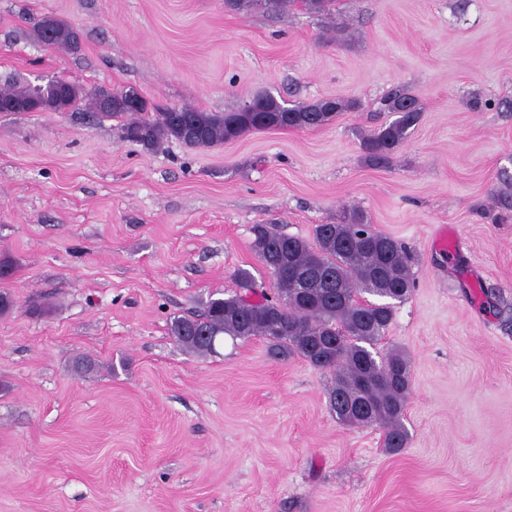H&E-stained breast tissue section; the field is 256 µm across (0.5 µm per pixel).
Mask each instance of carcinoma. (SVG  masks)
Masks as SVG:
<instances>
[{
  "instance_id": "cac0c4a2",
  "label": "carcinoma",
  "mask_w": 512,
  "mask_h": 512,
  "mask_svg": "<svg viewBox=\"0 0 512 512\" xmlns=\"http://www.w3.org/2000/svg\"><path fill=\"white\" fill-rule=\"evenodd\" d=\"M295 0H232L238 14L261 10L286 15ZM333 0H303L305 9L330 18ZM36 38L48 47L74 50L78 33L66 22L46 20L34 24ZM50 100L73 107L84 105L97 119L121 122L123 140L151 152L178 142L190 149L207 148L235 140L249 132L317 128L330 124L341 112L359 108L355 99L328 98L288 105L267 91L252 101L257 112H204L182 107L177 112L152 110L140 96L128 103L132 89L112 91V107L101 104L103 88L85 90L71 82L49 87ZM35 88L19 81L0 86V112H24ZM383 109L397 115L389 124L361 138L365 161L386 167L408 130L419 118L417 100L396 90L383 100ZM252 248L259 259L277 255L300 276L312 273L319 280L304 288H275V296L258 293L251 273L237 272V289L227 298H211L203 311L177 316L170 331L184 348L206 354L223 336L234 339L260 337L275 356H299L317 369L328 370L333 384L328 392L330 410L349 426H378L384 430V447L397 453L406 447L403 423L410 390L409 358L401 351H379L378 345L392 324L394 303L407 300L414 288L410 252L395 238L372 228L364 214L352 209L337 224H318L314 241L282 232L276 224H255ZM361 403L355 412L351 405Z\"/></svg>"
}]
</instances>
